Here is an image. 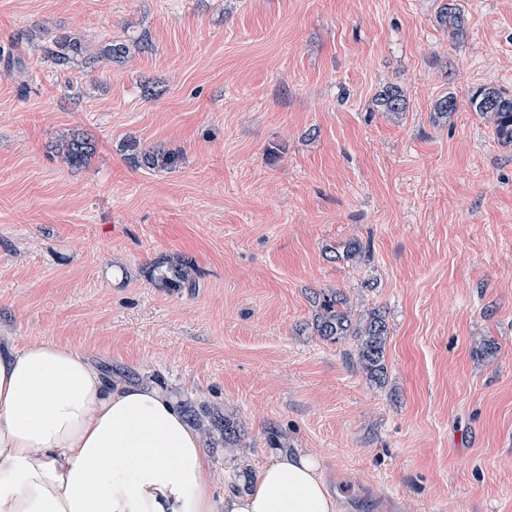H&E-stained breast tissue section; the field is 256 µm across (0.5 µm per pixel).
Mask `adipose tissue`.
Instances as JSON below:
<instances>
[{"mask_svg":"<svg viewBox=\"0 0 512 512\" xmlns=\"http://www.w3.org/2000/svg\"><path fill=\"white\" fill-rule=\"evenodd\" d=\"M0 512H341L319 457L276 452L250 489L214 496L177 399L106 380L52 341L0 336Z\"/></svg>","mask_w":512,"mask_h":512,"instance_id":"1","label":"adipose tissue"}]
</instances>
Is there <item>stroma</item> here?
<instances>
[{"label":"stroma","mask_w":512,"mask_h":512,"mask_svg":"<svg viewBox=\"0 0 512 512\" xmlns=\"http://www.w3.org/2000/svg\"><path fill=\"white\" fill-rule=\"evenodd\" d=\"M444 2L0 0L27 61L0 65V336L240 420L204 440L216 493L279 444L344 512H512V147L469 106L512 95V0H458L459 39ZM48 30L130 53L60 74ZM73 132L81 167L49 150ZM132 138L176 166H132ZM324 291L384 316L382 382L313 332ZM440 23L448 27V35L451 38L462 37L465 31L466 18L454 3L442 5L439 14ZM376 106L382 112H405L408 102L403 92L394 86L384 88L375 99ZM51 152L61 157L64 163L72 167H81L89 162L96 150V143L89 137L73 133L53 142Z\"/></svg>","instance_id":"35a3bbf8"}]
</instances>
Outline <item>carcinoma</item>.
<instances>
[{
	"mask_svg": "<svg viewBox=\"0 0 512 512\" xmlns=\"http://www.w3.org/2000/svg\"><path fill=\"white\" fill-rule=\"evenodd\" d=\"M440 23L448 28L451 38L463 36L466 18L454 3L442 5L439 14ZM86 52L82 39L77 32H68L56 36L51 44L43 48L44 58L50 60L58 70L64 71L72 66L77 57ZM129 54V47L123 43H108L99 49L96 56L88 58V64L120 59ZM376 106L384 112H405L408 102L403 92L394 86L384 88L375 99ZM470 105L481 118L492 123L497 140L512 146V97L495 87L479 90L470 98ZM126 147L134 151L135 166L154 170L176 165L178 156L156 149H141L137 141L130 139ZM51 152L61 157L64 163L72 167H81L89 162L96 150V143L89 137L73 133L53 142ZM170 288H194L192 276L181 267L171 268L166 277ZM315 315L313 327L317 336L335 342L352 338L357 342L358 365L367 376L379 382L385 373V348L388 329L385 318L374 311L361 320L352 318L347 299L339 291L317 292L312 296ZM188 417L208 432H218L224 437V445L234 446L241 438L239 422L226 415L221 417L208 410L202 412L190 409Z\"/></svg>",
	"mask_w": 512,
	"mask_h": 512,
	"instance_id": "obj_1",
	"label": "carcinoma"
}]
</instances>
